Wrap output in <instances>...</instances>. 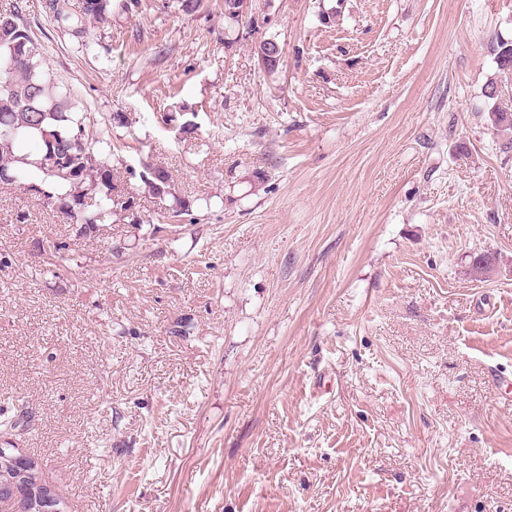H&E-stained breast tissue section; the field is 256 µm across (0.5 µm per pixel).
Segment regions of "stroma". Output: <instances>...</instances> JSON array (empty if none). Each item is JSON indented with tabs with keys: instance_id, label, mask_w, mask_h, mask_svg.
I'll return each instance as SVG.
<instances>
[{
	"instance_id": "stroma-1",
	"label": "stroma",
	"mask_w": 512,
	"mask_h": 512,
	"mask_svg": "<svg viewBox=\"0 0 512 512\" xmlns=\"http://www.w3.org/2000/svg\"><path fill=\"white\" fill-rule=\"evenodd\" d=\"M46 3L0 13L137 202L89 235L0 187V408L68 512H512V0ZM49 17L51 21L59 26L71 28L76 34L85 31L87 20L94 19L96 22H103L108 12L110 0H83L82 9L79 13L67 10L65 3L60 0H49ZM139 176L144 185L148 187L154 195L161 196L170 192L171 178L168 172L163 168L146 165Z\"/></svg>"
}]
</instances>
